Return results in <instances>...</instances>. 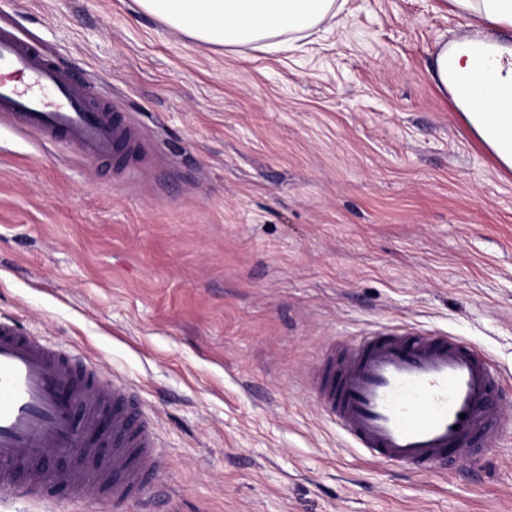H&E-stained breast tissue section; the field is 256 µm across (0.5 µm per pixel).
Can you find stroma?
Returning <instances> with one entry per match:
<instances>
[{
    "instance_id": "1",
    "label": "stroma",
    "mask_w": 512,
    "mask_h": 512,
    "mask_svg": "<svg viewBox=\"0 0 512 512\" xmlns=\"http://www.w3.org/2000/svg\"><path fill=\"white\" fill-rule=\"evenodd\" d=\"M142 149L125 170L0 126V320L134 384L159 486L126 512H512V431L417 473L313 401L331 341L405 328L490 358L512 409V179L430 67L451 0H346L268 54L134 0H0ZM0 495V512H92Z\"/></svg>"
}]
</instances>
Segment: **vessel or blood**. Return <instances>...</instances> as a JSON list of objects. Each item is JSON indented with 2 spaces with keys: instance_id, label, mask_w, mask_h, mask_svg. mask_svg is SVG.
Here are the masks:
<instances>
[{
  "instance_id": "obj_1",
  "label": "vessel or blood",
  "mask_w": 512,
  "mask_h": 512,
  "mask_svg": "<svg viewBox=\"0 0 512 512\" xmlns=\"http://www.w3.org/2000/svg\"><path fill=\"white\" fill-rule=\"evenodd\" d=\"M0 123L117 156L139 137L118 105L98 101L65 66L0 28ZM487 355L453 336L386 331L328 351L312 375L320 407L377 459L428 469L476 462L481 446L512 430L493 399ZM157 434L136 389L103 384L96 364L0 322V492L45 501L60 489L90 494L98 512L147 498L161 471Z\"/></svg>"
}]
</instances>
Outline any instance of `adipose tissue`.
<instances>
[{"mask_svg":"<svg viewBox=\"0 0 512 512\" xmlns=\"http://www.w3.org/2000/svg\"><path fill=\"white\" fill-rule=\"evenodd\" d=\"M140 10L205 45L280 50L286 35L306 36L340 11L336 0H136ZM483 52L494 80L476 71ZM432 77L465 107L477 135L512 166V46L480 36L444 43Z\"/></svg>","mask_w":512,"mask_h":512,"instance_id":"obj_1","label":"adipose tissue"}]
</instances>
